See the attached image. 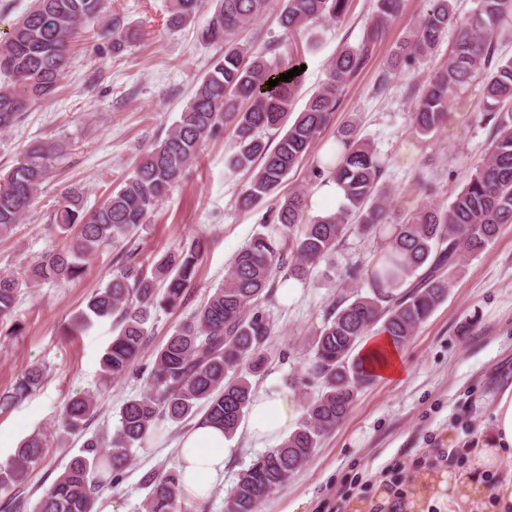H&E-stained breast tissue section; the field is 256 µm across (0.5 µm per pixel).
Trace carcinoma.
I'll return each instance as SVG.
<instances>
[{
    "instance_id": "1",
    "label": "carcinoma",
    "mask_w": 512,
    "mask_h": 512,
    "mask_svg": "<svg viewBox=\"0 0 512 512\" xmlns=\"http://www.w3.org/2000/svg\"><path fill=\"white\" fill-rule=\"evenodd\" d=\"M101 0H35V7L13 24L0 42V130L12 128L31 104L51 95L70 60L76 29L96 18ZM203 0H170L168 23L178 28L194 18ZM214 7L200 42H224L167 136L148 149L132 176L112 190L96 209L88 210L83 194L68 189L53 216L61 232L71 235L68 249L36 258L24 277L0 273V321L9 319L22 288L45 281H75L100 250L131 243L159 202L193 163L203 143L232 129L233 152L228 165L250 172L238 205L255 210L274 203L262 216L264 231L232 259L224 282L186 322L155 350L145 389L120 408L113 434L98 432L83 443V454L44 489L36 501L27 495V478L47 447L34 435L19 445L0 467V491L15 512H96L98 489L115 482L128 466L131 451L162 435L164 423L194 420L198 414L233 435L252 396L248 376L265 371L266 345L273 326L262 303L277 274L303 281L330 258L355 221V229L384 241L365 270L369 291L339 298L309 347L311 374L320 392L304 403L296 428L281 445L257 457L240 475L227 512H260L264 498L288 486L319 447L321 438L339 424L358 391L373 377L357 352L368 329L379 323L394 347L406 344L448 297L450 278L465 256L484 250L503 225L512 224V59L497 55L503 22L512 17V0H479L465 21H458L453 0H426V9L409 38L399 46L390 67H409L439 49L452 28L456 38L448 64L431 76L411 113L421 135L440 130L455 105L458 90L482 81L483 120L491 125L489 153L462 182L446 205H424L394 218L390 189L384 183L388 162L359 137L358 123L340 128L333 147L312 171L315 180L336 182L344 191L342 207L327 216H310L308 190L279 194L291 170L307 155L338 107V93L363 67L383 24L396 17L403 0H376V23L357 47L342 48L329 63L326 82L294 112L302 76L267 81L301 67V56L288 45V59L272 66L253 45L238 38L260 16L267 0H210ZM351 0H283L280 26L293 39L321 20L339 21ZM99 38L116 53L130 39L123 20L112 18ZM277 142L264 140L268 130ZM57 148L32 145L19 154L0 178V236L20 223L33 206L51 172ZM205 240L165 252L151 271L137 261V248L121 254L107 284L88 298L73 318L69 332L88 328L92 318H115L119 333L102 356L101 380L110 384L125 375L150 343L151 311L174 310L185 303L203 259ZM42 371L28 368L12 392L0 395V413L35 391ZM99 413L92 393L68 399L60 414L61 439L86 434ZM143 512H182L184 493L175 471L148 476Z\"/></svg>"
}]
</instances>
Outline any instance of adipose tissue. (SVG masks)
<instances>
[{
	"instance_id": "obj_1",
	"label": "adipose tissue",
	"mask_w": 512,
	"mask_h": 512,
	"mask_svg": "<svg viewBox=\"0 0 512 512\" xmlns=\"http://www.w3.org/2000/svg\"><path fill=\"white\" fill-rule=\"evenodd\" d=\"M301 414L298 402L284 393L267 390L252 400L248 432L257 443L277 439L293 430ZM227 437L223 429L200 419L179 441L180 482L187 497L205 498L224 480ZM478 454L486 469L500 459L512 457V389L504 391L494 409L493 420L482 437Z\"/></svg>"
}]
</instances>
